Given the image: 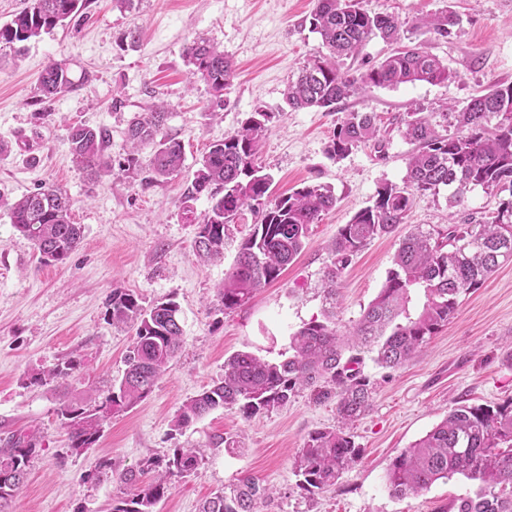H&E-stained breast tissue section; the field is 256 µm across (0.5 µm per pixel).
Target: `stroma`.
Instances as JSON below:
<instances>
[{
    "label": "stroma",
    "instance_id": "obj_1",
    "mask_svg": "<svg viewBox=\"0 0 512 512\" xmlns=\"http://www.w3.org/2000/svg\"><path fill=\"white\" fill-rule=\"evenodd\" d=\"M363 6L406 22L445 9L456 13L460 23L450 38L408 32L412 43L447 65L450 79L374 87L333 112L292 111L284 90L321 43L304 24L313 0H133L127 7L90 0L84 16L28 41L22 56L0 49V138L11 144L10 153L0 155V193L12 200L41 184L58 186L72 200L75 223L84 227L65 263L45 265L0 206V448L20 430H37L39 440L7 512H108L128 489L97 480L100 465L118 474L191 445L204 451L200 466L174 482L155 512H199L206 498L229 491L245 474L272 490L257 512H448L454 499L471 492L470 481L457 476L397 499L386 487V472L398 452L425 436L455 402L494 407L512 400V262L461 297L454 317L414 361L386 369L364 354L372 406L351 429L361 457L325 492L299 489L294 461L309 432L335 425V399L316 401L305 389L286 406L253 418L220 408L186 430L174 426L188 399L223 379L229 356L248 351L278 361L291 335L321 318L320 277L330 262L329 245L343 224L372 204L382 184L406 177L412 146L398 132L404 114L445 102L461 106L495 84L512 82V0H364ZM130 28L139 31L133 44L123 38ZM197 36L221 46L235 65L224 92L228 105L215 115L205 108L204 84L188 78L184 48ZM53 61L67 63L73 77L86 72L90 78L78 92L40 99L38 78ZM159 103L170 114L168 135L184 147L182 170L159 183L143 169L88 184L69 153L70 125L107 128L109 152L118 161L129 151L130 120ZM258 106L278 115L257 157L273 177L272 195L321 183L333 188L338 202L312 225L306 247L278 280L223 314L214 309L216 288L257 218L243 211L230 227L223 260L201 262L193 241L210 203L186 193L210 143L235 132ZM349 111L378 113L390 130L384 150L368 143L341 159L327 155L333 129ZM497 202L479 189L454 208L444 189L417 196L405 224L372 240L344 271L339 326L356 322L377 296L410 226L460 224L468 215L495 210ZM116 288L136 292L146 308L175 301L184 344L144 400L113 413L98 442L76 450L56 409L61 392L80 397L124 372L134 329L105 318ZM70 360L79 367L61 389L31 384L32 374ZM216 434L231 447H210Z\"/></svg>",
    "mask_w": 512,
    "mask_h": 512
}]
</instances>
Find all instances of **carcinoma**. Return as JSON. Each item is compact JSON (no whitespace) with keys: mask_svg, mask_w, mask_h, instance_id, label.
Returning <instances> with one entry per match:
<instances>
[{"mask_svg":"<svg viewBox=\"0 0 512 512\" xmlns=\"http://www.w3.org/2000/svg\"><path fill=\"white\" fill-rule=\"evenodd\" d=\"M88 2L32 0L0 25V45L12 48L49 34ZM456 25L458 17L450 10L411 21L412 28L427 27L441 38L450 36ZM309 28L320 35L321 46L288 81L285 98L294 111L334 112L340 102L372 87L439 83L451 77L448 67L424 47L402 44L405 23L391 14L368 11L362 0H314ZM373 37L397 48L364 70H346L344 61L357 58ZM184 56L191 78L208 89L206 109L224 110L233 61L201 36L186 45ZM89 78L85 72L75 79L67 64L52 62L39 78L40 96L76 92ZM275 118L276 113L259 106L237 131L211 143L189 188V197L204 195L212 202L194 238V251L204 261L224 255L229 226L243 208L261 211L260 223L240 244L233 268L216 288L222 312L245 305L256 290L276 281L305 248L310 226L336 205L333 189L324 184L271 197L272 178L262 172L256 158ZM167 119L162 107L133 118L127 129L132 151L119 162L107 153L111 140L107 128L77 123L68 135L72 162L92 185L116 171L142 168L152 179H164L179 172L185 161L181 142L165 133ZM399 131L415 145L406 177L401 185L383 184L373 204L339 230L321 277L323 319L299 328L291 337L288 357L280 361H265L245 351L229 357L224 361V379L186 401L176 421L178 428H188L224 406H237L251 418L287 404L303 389L317 399L336 397L337 425L311 431L294 463L297 486L310 494L336 486L361 453L350 428L369 411L372 387L354 368L358 358L346 359L345 353H371L374 362L385 368L418 358L431 336L455 315L460 296L484 283L501 264L512 262V84H497L462 107L445 103L432 112H408ZM386 134L376 113L346 112L333 130L327 154L342 158L368 142L382 150ZM146 148L150 152L144 156ZM442 187L451 190L450 208L477 187L498 196L499 203L490 215H472L462 224L411 230L400 241L393 268L376 298L351 327L340 330L336 303L344 270L371 240L405 223L417 196L436 195ZM6 206L11 224L46 264L64 263L82 241L84 229L73 221L70 197L53 185H43ZM416 290L423 292L424 302L412 316L408 304ZM106 317L114 325L135 327V336L121 379L98 390L94 398L60 400L56 414L74 449L92 447L112 412L148 396L184 340L179 306L172 300L145 309L134 292L114 288L106 302ZM76 368V363L67 362L32 375L30 383L47 385ZM37 452L32 431L14 435L11 447L0 449V512L23 483ZM201 461L197 449L176 448L163 461L149 460L137 471L116 476L104 470L96 479L114 478L136 487L131 495L112 500L110 512H153L174 481L196 470ZM156 469L161 471L157 478L139 484L141 474ZM456 475L474 482L476 488L453 503L455 512H512V402L494 408L461 404L450 409L424 437L393 458L387 488L391 496L405 498ZM269 497L270 488L246 475L230 493L206 499L200 512H256L257 504Z\"/></svg>","mask_w":512,"mask_h":512,"instance_id":"obj_1","label":"carcinoma"}]
</instances>
